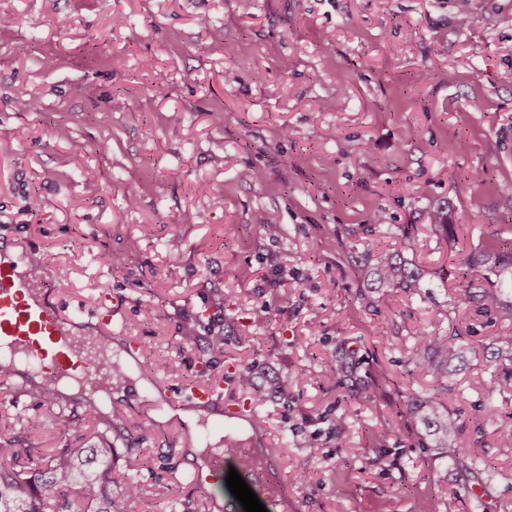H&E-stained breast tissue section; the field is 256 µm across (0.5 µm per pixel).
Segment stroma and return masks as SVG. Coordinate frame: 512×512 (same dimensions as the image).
Wrapping results in <instances>:
<instances>
[{
  "mask_svg": "<svg viewBox=\"0 0 512 512\" xmlns=\"http://www.w3.org/2000/svg\"><path fill=\"white\" fill-rule=\"evenodd\" d=\"M1 14L17 22L0 26V233L86 331L110 300L113 345L141 350L135 391H98L94 423L86 387L0 365V440L38 463L111 441L113 512L230 498L224 475L191 481L219 433L269 456L284 512H425L454 491L455 512H512L499 444L512 388L495 397L470 492L401 428L396 388L421 329L480 349L512 333L453 301L459 262L512 231V0H0ZM22 96L36 109L18 110ZM443 200L461 225L452 248L428 220ZM378 212L385 224L365 232ZM385 250L424 288L366 287L358 260ZM340 348L347 366L328 378ZM245 368L262 389L250 419L191 424L180 401L153 398L213 382L229 410ZM493 370L480 352L446 397L465 441ZM355 383L375 400L351 397ZM46 415L69 424L27 429Z\"/></svg>",
  "mask_w": 512,
  "mask_h": 512,
  "instance_id": "obj_1",
  "label": "stroma"
}]
</instances>
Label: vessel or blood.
<instances>
[{
  "mask_svg": "<svg viewBox=\"0 0 512 512\" xmlns=\"http://www.w3.org/2000/svg\"><path fill=\"white\" fill-rule=\"evenodd\" d=\"M20 261L7 241H0V356L36 367L43 379L57 385L74 381L95 385L107 378L112 363L100 338L79 336L71 318L44 291L37 276L19 272ZM267 456L249 455L241 462L243 479L257 497L280 501Z\"/></svg>",
  "mask_w": 512,
  "mask_h": 512,
  "instance_id": "vessel-or-blood-1",
  "label": "vessel or blood"
}]
</instances>
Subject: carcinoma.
Wrapping results in <instances>:
<instances>
[{
    "label": "carcinoma",
    "mask_w": 512,
    "mask_h": 512,
    "mask_svg": "<svg viewBox=\"0 0 512 512\" xmlns=\"http://www.w3.org/2000/svg\"><path fill=\"white\" fill-rule=\"evenodd\" d=\"M433 232L448 243L456 240L459 225L454 223L453 208L444 203L430 217ZM372 288H387L410 293L421 287L424 272L397 252L383 251L375 259L363 258L358 267ZM455 303L478 316H494L512 322V238H496L494 244L465 257L456 273ZM476 347L458 336H442L428 330L416 334L408 350L407 378L400 386L408 406L403 426H414L425 448H445L449 458L464 464L473 459L474 448L454 443L462 432L455 411L443 395L453 390V367L465 362ZM487 354L496 373L486 384L492 397L502 387L512 386V336H497ZM435 373L440 383L431 391L414 388V369ZM29 449L17 448L6 441L0 444V512H77L70 498L75 494L84 510L112 512V444L101 448H59L49 455L46 468L38 473L28 469L24 460Z\"/></svg>",
    "instance_id": "obj_1"
}]
</instances>
